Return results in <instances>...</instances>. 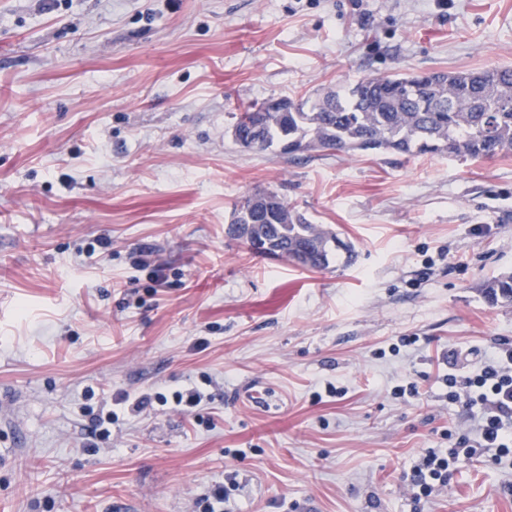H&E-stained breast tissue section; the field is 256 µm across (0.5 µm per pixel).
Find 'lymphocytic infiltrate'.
Wrapping results in <instances>:
<instances>
[{
    "label": "lymphocytic infiltrate",
    "mask_w": 512,
    "mask_h": 512,
    "mask_svg": "<svg viewBox=\"0 0 512 512\" xmlns=\"http://www.w3.org/2000/svg\"><path fill=\"white\" fill-rule=\"evenodd\" d=\"M448 400L478 408L474 433L457 437L448 448H427L404 476L407 493L420 503L446 487L455 469L473 458L489 463L512 458V342L499 341L484 352L469 375L448 374Z\"/></svg>",
    "instance_id": "obj_1"
}]
</instances>
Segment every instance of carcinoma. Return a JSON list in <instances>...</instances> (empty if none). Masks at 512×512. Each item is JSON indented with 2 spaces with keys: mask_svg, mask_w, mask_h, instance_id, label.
<instances>
[{
  "mask_svg": "<svg viewBox=\"0 0 512 512\" xmlns=\"http://www.w3.org/2000/svg\"><path fill=\"white\" fill-rule=\"evenodd\" d=\"M260 125L246 151L282 155L390 151L405 156L446 155L462 163L512 154V69L377 75L312 103L288 98L253 104L236 126ZM249 226L241 241L260 256L282 257L309 269L328 266L332 250L352 252L335 232L311 223L278 199L277 210ZM492 302L512 303V272L483 284Z\"/></svg>",
  "mask_w": 512,
  "mask_h": 512,
  "instance_id": "obj_1",
  "label": "carcinoma"
}]
</instances>
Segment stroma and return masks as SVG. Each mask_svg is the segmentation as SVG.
I'll return each instance as SVG.
<instances>
[{
  "label": "stroma",
  "instance_id": "obj_1",
  "mask_svg": "<svg viewBox=\"0 0 512 512\" xmlns=\"http://www.w3.org/2000/svg\"><path fill=\"white\" fill-rule=\"evenodd\" d=\"M493 66L512 67V0H0V512H199L217 485L231 512H512V459L418 507L403 481L473 425L444 375L512 341L482 288L512 269V156L229 135L251 103ZM258 189L353 255H253L227 227ZM144 251L164 281L133 268ZM405 379L418 400L393 395ZM188 388V413L118 401Z\"/></svg>",
  "mask_w": 512,
  "mask_h": 512
}]
</instances>
